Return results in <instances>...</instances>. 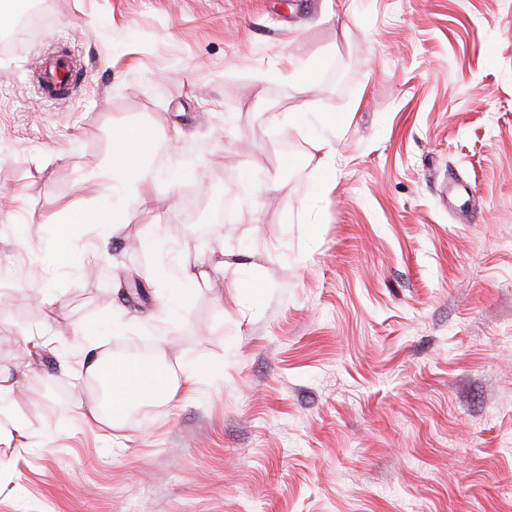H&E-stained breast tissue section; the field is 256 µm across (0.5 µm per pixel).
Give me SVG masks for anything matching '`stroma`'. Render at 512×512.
<instances>
[{
    "instance_id": "1",
    "label": "stroma",
    "mask_w": 512,
    "mask_h": 512,
    "mask_svg": "<svg viewBox=\"0 0 512 512\" xmlns=\"http://www.w3.org/2000/svg\"><path fill=\"white\" fill-rule=\"evenodd\" d=\"M51 3L0 51V512H512V0ZM135 345L178 388L88 425ZM46 15H47V13L43 16L33 18L26 24L22 25L21 17L19 14H17L14 27L11 30H6V31L0 32V37H1V35H12L13 36V39L5 45H2L1 41H0V49H2V50L10 49L14 45L15 41H17V39L20 35L30 36V35L35 34L40 29L41 25L43 24V22L46 18ZM59 64L50 62L41 73V82L38 85L39 93L49 99L60 97L64 94V85L62 84L60 74L64 71L67 74L68 85H71L76 79V74L71 70L59 71ZM152 139L151 128L122 130L115 139L112 180L143 204L149 202L155 186L153 171L142 164L141 157ZM313 149L312 158L316 159L315 166L318 170L327 173L324 185L329 187L334 177L332 147L327 141L318 139L314 142ZM93 219L94 223L97 224H113L112 225V234L119 232V227L121 224H128L130 221V215L128 212L123 210L112 209V212H104L98 216H94L90 218L89 216L85 218L82 214H73L71 217V223H85L86 220ZM195 265L189 263H181L174 269L171 274L170 288L192 287L199 281H208V273L206 270L194 268Z\"/></svg>"
}]
</instances>
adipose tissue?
I'll return each mask as SVG.
<instances>
[{"instance_id": "adipose-tissue-1", "label": "adipose tissue", "mask_w": 512, "mask_h": 512, "mask_svg": "<svg viewBox=\"0 0 512 512\" xmlns=\"http://www.w3.org/2000/svg\"><path fill=\"white\" fill-rule=\"evenodd\" d=\"M152 139L149 128L126 129L115 139L112 179L144 204L149 202L155 186L152 169L142 163V152ZM84 371L94 379L107 373L112 376L107 400L81 407L84 419L97 426H114L120 413L134 400L148 395L166 397L172 390L169 376L159 363L146 366L134 361L93 359Z\"/></svg>"}]
</instances>
